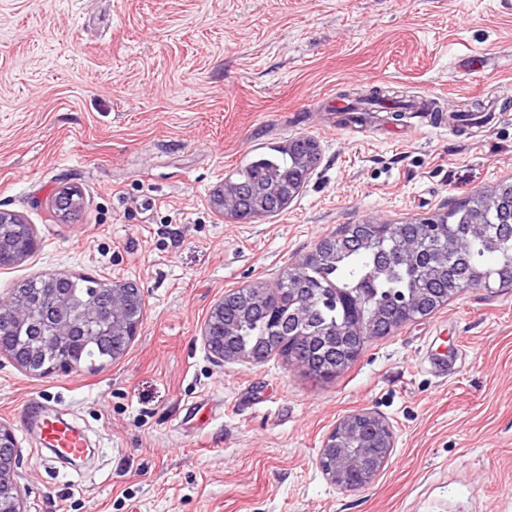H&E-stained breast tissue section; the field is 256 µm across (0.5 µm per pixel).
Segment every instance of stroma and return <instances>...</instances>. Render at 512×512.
I'll return each instance as SVG.
<instances>
[{
    "label": "stroma",
    "mask_w": 512,
    "mask_h": 512,
    "mask_svg": "<svg viewBox=\"0 0 512 512\" xmlns=\"http://www.w3.org/2000/svg\"><path fill=\"white\" fill-rule=\"evenodd\" d=\"M433 98L434 128L349 111L366 86ZM494 109L480 129L466 114ZM299 136L320 159L278 215L211 205L236 168ZM512 182V0H0V210L39 241L0 301L47 273L136 284L124 355L34 377L0 357V422L27 512H512V288L460 293L319 380L273 356L219 363L226 294L351 224H402ZM77 190L79 211L54 201ZM69 413L94 450L54 463L21 410ZM392 426L374 481L318 465L349 413Z\"/></svg>",
    "instance_id": "1"
}]
</instances>
